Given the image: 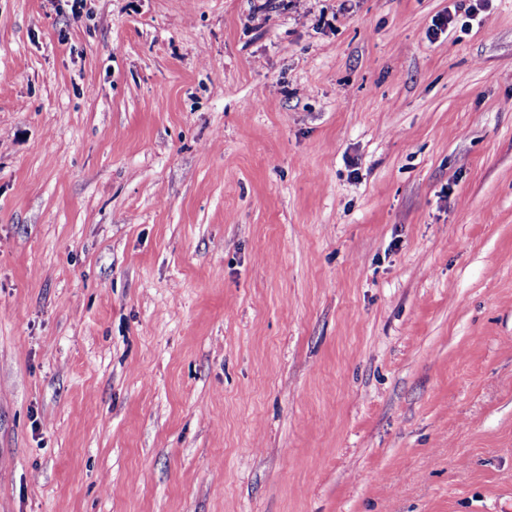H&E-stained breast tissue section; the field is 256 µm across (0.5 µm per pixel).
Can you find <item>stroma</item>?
<instances>
[{
  "label": "stroma",
  "instance_id": "1",
  "mask_svg": "<svg viewBox=\"0 0 512 512\" xmlns=\"http://www.w3.org/2000/svg\"><path fill=\"white\" fill-rule=\"evenodd\" d=\"M0 0V512H512V0Z\"/></svg>",
  "mask_w": 512,
  "mask_h": 512
}]
</instances>
